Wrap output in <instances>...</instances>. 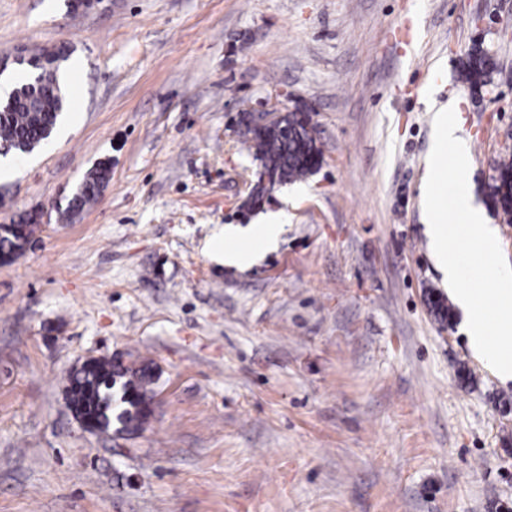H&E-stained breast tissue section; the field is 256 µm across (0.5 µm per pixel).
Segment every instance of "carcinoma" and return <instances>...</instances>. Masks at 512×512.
I'll use <instances>...</instances> for the list:
<instances>
[{
  "label": "carcinoma",
  "mask_w": 512,
  "mask_h": 512,
  "mask_svg": "<svg viewBox=\"0 0 512 512\" xmlns=\"http://www.w3.org/2000/svg\"><path fill=\"white\" fill-rule=\"evenodd\" d=\"M68 58L64 46L44 50L31 57L27 65L33 77L13 89L10 102L0 106V155L31 153L42 146L56 128L67 105L64 85L58 72L60 62ZM469 86L479 92L494 82L496 65L488 50L474 48L464 65ZM243 134L254 146L267 178H259L250 191V203L257 206L266 192L265 184L301 181L316 171L323 159L313 135L310 119L297 108L282 117L273 130L260 129L247 121L241 123ZM110 180V168L101 161L84 177L61 215L80 211L93 201ZM487 196L493 208L512 216V159L497 166ZM32 220L20 218L0 224V264L12 263L31 241ZM431 312L442 325L452 318L451 308L441 298L432 300ZM151 365H125L107 357H91L74 367L67 377L66 400L69 410L95 421L100 432L117 434L140 432L152 414Z\"/></svg>",
  "instance_id": "cac0c4a2"
}]
</instances>
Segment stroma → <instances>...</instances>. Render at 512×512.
I'll use <instances>...</instances> for the list:
<instances>
[{
    "label": "stroma",
    "instance_id": "stroma-1",
    "mask_svg": "<svg viewBox=\"0 0 512 512\" xmlns=\"http://www.w3.org/2000/svg\"><path fill=\"white\" fill-rule=\"evenodd\" d=\"M67 46L69 105L12 156L0 223V512H512V381L471 353L425 234L434 113L456 101L468 191L512 154V0H0V55ZM500 73L473 93L475 46ZM302 101L324 160L248 205L243 106ZM97 200L58 219L86 173ZM282 213L250 267L227 224ZM148 362L152 415L92 434L65 401L87 356ZM33 221L20 217L10 224H0V264L12 263L22 254L34 232ZM279 220L270 219L264 224H252L247 229L230 227L224 230V235L215 239L213 250L223 259L224 264L246 268L251 266L258 257L257 246H270L274 244L280 235ZM245 238H251L256 242L254 248L242 246Z\"/></svg>",
    "mask_w": 512,
    "mask_h": 512
}]
</instances>
